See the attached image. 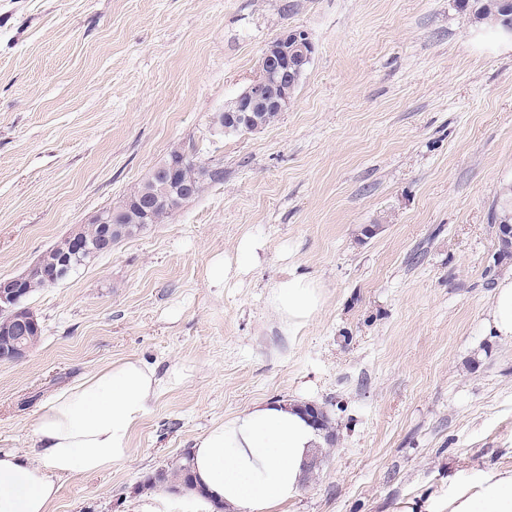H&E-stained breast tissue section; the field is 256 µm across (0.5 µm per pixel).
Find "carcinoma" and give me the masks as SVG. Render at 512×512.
Here are the masks:
<instances>
[{
    "label": "carcinoma",
    "instance_id": "cac0c4a2",
    "mask_svg": "<svg viewBox=\"0 0 512 512\" xmlns=\"http://www.w3.org/2000/svg\"><path fill=\"white\" fill-rule=\"evenodd\" d=\"M461 7L500 32H512V0H461ZM167 163L176 167L181 181L196 183L198 194L207 185L224 183V167L202 159L193 144L171 150ZM174 195L175 189L163 188L160 171L154 168L141 179L129 196L113 207L100 210V213L116 218L120 230L116 241L119 242L141 232L150 224H162L171 218L185 203L182 199L175 205L170 204L169 199ZM494 223L498 225L496 236L499 246L495 262L499 263L512 258V236L502 238L503 227L512 225V186L507 188L502 203L494 211ZM98 232V224L92 221L68 234L72 239H82L85 244V251L72 260L69 271L78 269L96 255ZM157 480L172 486L189 484L190 453L183 452L170 468L157 474Z\"/></svg>",
    "mask_w": 512,
    "mask_h": 512
}]
</instances>
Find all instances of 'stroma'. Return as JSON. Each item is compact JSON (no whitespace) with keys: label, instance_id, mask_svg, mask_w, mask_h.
Here are the masks:
<instances>
[{"label":"stroma","instance_id":"1","mask_svg":"<svg viewBox=\"0 0 512 512\" xmlns=\"http://www.w3.org/2000/svg\"><path fill=\"white\" fill-rule=\"evenodd\" d=\"M315 53L278 119L213 120L282 31ZM224 166L163 224L28 304L0 362V452L44 403L137 358L170 382L128 458L59 481L52 512H137L149 476L260 400L328 405L333 446L274 512H386L449 472L512 468V338L490 328L493 212L512 185V38L458 0H0V278L121 201L178 146ZM263 245L259 266L237 247ZM219 258L237 274L212 287ZM291 274L321 304L292 335ZM288 332L305 324L317 311L321 295L316 285L303 276H290L276 282L268 297Z\"/></svg>","mask_w":512,"mask_h":512}]
</instances>
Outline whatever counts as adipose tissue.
Listing matches in <instances>:
<instances>
[{"label": "adipose tissue", "instance_id": "1", "mask_svg": "<svg viewBox=\"0 0 512 512\" xmlns=\"http://www.w3.org/2000/svg\"><path fill=\"white\" fill-rule=\"evenodd\" d=\"M268 301L291 331L312 317L321 295L311 280L291 276L273 285ZM164 386L154 366L133 358L49 398L36 420V448L0 453V512H50L58 477L124 459ZM323 442L297 402H256L194 440L189 488L172 499L145 496L141 512H273L300 489ZM391 512H512V469L470 468Z\"/></svg>", "mask_w": 512, "mask_h": 512}]
</instances>
